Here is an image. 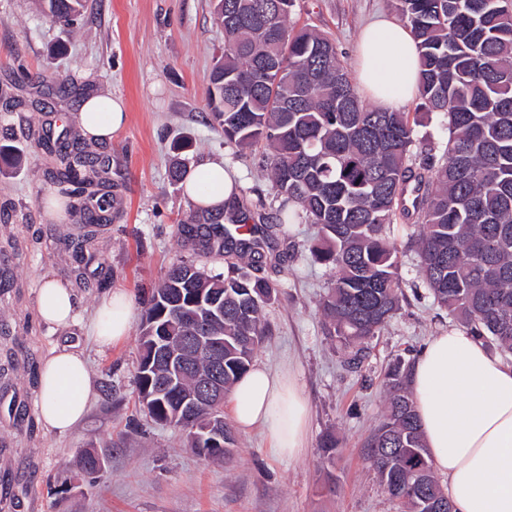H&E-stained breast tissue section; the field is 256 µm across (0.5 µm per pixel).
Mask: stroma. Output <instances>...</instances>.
Wrapping results in <instances>:
<instances>
[{"label":"stroma","mask_w":512,"mask_h":512,"mask_svg":"<svg viewBox=\"0 0 512 512\" xmlns=\"http://www.w3.org/2000/svg\"><path fill=\"white\" fill-rule=\"evenodd\" d=\"M391 11L390 0H297L289 23L330 34L353 72L362 26ZM223 51L211 0H89L67 25L50 22L40 0H0V145L22 156L17 165L0 162V481L9 482L0 512H406L365 464L363 444L383 412L387 365L415 358L454 322L417 274L409 223L393 227L405 298L368 340L358 373L345 370L319 309L332 274L307 250L314 225H293L265 252L263 273L278 292L254 359L289 368L308 402L298 457L277 458L261 432L240 430L230 462L198 456L181 431L151 421L138 403L140 317L170 263L185 257L211 273L230 271L227 257L195 253L182 234L195 209L170 178L173 160L192 168L224 159L239 175L237 205L269 218L281 207L260 150L225 144L212 117L208 87ZM106 90L125 100L128 123L111 142L93 143L82 133L80 102ZM47 120L102 160L100 189L113 198L110 223L98 227L81 261L72 244L92 210H69L59 224L43 215L55 195L48 178L55 162L31 134ZM47 277L77 295L80 318L70 327L37 318ZM118 288L133 296L135 317L128 335L102 353L88 323ZM68 344L84 349L96 395L84 420L60 435L38 421L34 400L43 358ZM329 433L342 452L327 468L318 448ZM88 452L104 459L99 473L83 471Z\"/></svg>","instance_id":"stroma-1"}]
</instances>
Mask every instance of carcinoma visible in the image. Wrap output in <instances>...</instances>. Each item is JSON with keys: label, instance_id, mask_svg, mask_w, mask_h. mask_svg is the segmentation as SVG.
Wrapping results in <instances>:
<instances>
[{"label": "carcinoma", "instance_id": "cac0c4a2", "mask_svg": "<svg viewBox=\"0 0 512 512\" xmlns=\"http://www.w3.org/2000/svg\"><path fill=\"white\" fill-rule=\"evenodd\" d=\"M295 0H217L224 27V58L210 77L212 115L227 144H264L272 191L297 206L280 208L275 221L232 207L202 208L186 225V238L206 254L233 255L232 274H209L193 261L173 263L153 290L141 326L138 397L154 421L182 430L192 451L229 459L236 438L220 402L211 411L224 431V447L196 437L204 413L181 406L196 391L212 362L189 350L206 310L189 304L191 293L224 297V317L206 321L205 332L224 339V389L249 369L265 336V309L276 285L256 275L263 246L296 218L317 228L310 245L315 261L334 273L320 301L328 334L361 367L364 342L399 309L403 298L400 252L391 226L416 219L418 268L434 301L488 347L512 353V0H392L414 38L420 105L447 131L443 159L416 163L418 140L409 113L366 107L326 34L288 19ZM86 0H42L45 14L67 23ZM36 145L60 151L51 172L56 190L73 198L90 185L89 165L68 151L66 136L39 135ZM415 193L406 207L408 191ZM185 359L178 395L161 392L169 369L153 348ZM382 384L386 408L365 441V461L384 491L409 512H452L434 474L411 394V361L397 357ZM339 441L328 434L320 454L334 463Z\"/></svg>", "mask_w": 512, "mask_h": 512}]
</instances>
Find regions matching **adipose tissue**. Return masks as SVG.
<instances>
[{
	"mask_svg": "<svg viewBox=\"0 0 512 512\" xmlns=\"http://www.w3.org/2000/svg\"><path fill=\"white\" fill-rule=\"evenodd\" d=\"M358 53L356 82L378 109H398L416 96L418 52L399 18L384 14L369 23ZM127 119L125 101L109 93L89 96L79 109L80 126L92 142L111 141ZM183 192L193 206L222 209L238 194L236 174L223 160L206 161L186 176ZM133 312L132 296L113 291L94 312L95 343L108 348L126 336ZM37 314L66 328L77 320L78 302L49 278L38 292ZM411 392L431 461L456 512H512V361L491 355L466 328L451 326L415 358ZM94 395L77 346L53 348L43 359L35 411L45 429L71 431ZM230 409L239 429H264L280 456L302 451L308 407L293 375L254 364L234 385Z\"/></svg>",
	"mask_w": 512,
	"mask_h": 512,
	"instance_id": "1",
	"label": "adipose tissue"
}]
</instances>
